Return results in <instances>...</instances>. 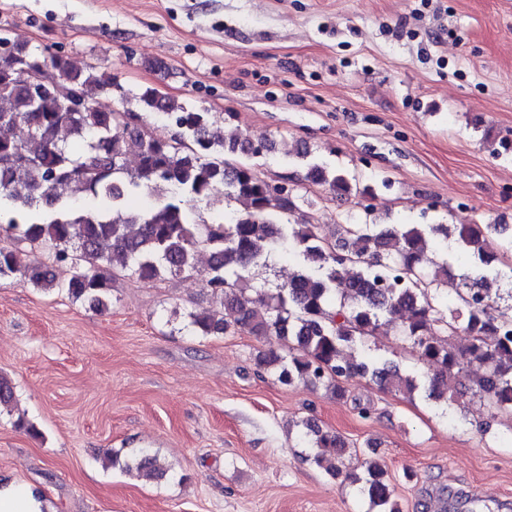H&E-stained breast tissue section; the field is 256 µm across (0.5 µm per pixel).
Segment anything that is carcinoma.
I'll return each instance as SVG.
<instances>
[{"mask_svg": "<svg viewBox=\"0 0 512 512\" xmlns=\"http://www.w3.org/2000/svg\"><path fill=\"white\" fill-rule=\"evenodd\" d=\"M50 68L74 91L77 107L60 90L29 82ZM102 93L136 101L147 112L172 119L176 134L155 137L136 114L103 110ZM0 277L18 275L45 291L61 290L96 309L108 307L114 281H157L197 272V257L210 255L203 285L219 303L211 312L170 311L195 336L248 332L274 337L287 351L258 356L275 381L325 386L346 396L341 382L369 379L391 392L413 396L424 389L434 401L454 404L471 395L512 414V315L499 309L494 288L504 254L485 246L484 231L503 236L512 249V229L502 224L342 225L330 242L306 220L308 198L283 183L277 189L257 174L253 159L265 144L224 138L205 109L166 99L152 88L139 93L117 77L90 66L79 69L46 48L0 56ZM303 180L326 185L331 194L373 195L325 163L306 164ZM150 206L131 208L137 197ZM240 205L224 222V200ZM456 237L473 258L459 277L448 259L429 256L437 239ZM27 246L38 257L23 264ZM275 250L294 255L299 269L288 284L249 285L252 269ZM69 265L58 281L53 265ZM235 313L224 319V310ZM403 315L399 335L411 343L429 372L418 377L366 351L347 358L343 348L374 336L393 316ZM469 343L460 348L455 337ZM309 460L331 476L358 486L369 512H400L387 470L371 453L360 471L343 472L348 443L307 422ZM109 464L133 477L162 479L167 469L157 454L141 449L112 452Z\"/></svg>", "mask_w": 512, "mask_h": 512, "instance_id": "1", "label": "carcinoma"}]
</instances>
